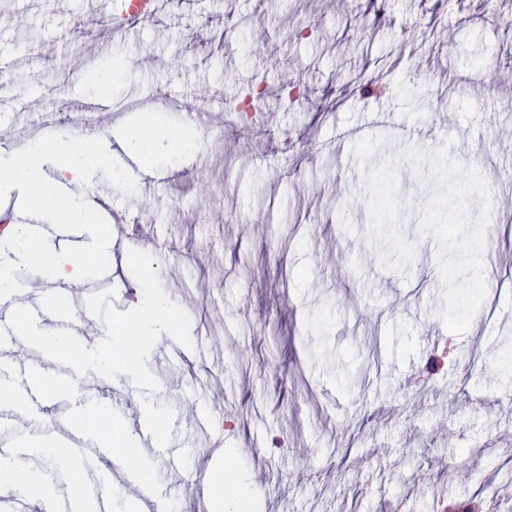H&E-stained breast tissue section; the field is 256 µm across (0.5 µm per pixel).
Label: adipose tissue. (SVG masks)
Wrapping results in <instances>:
<instances>
[{
    "label": "adipose tissue",
    "instance_id": "adipose-tissue-1",
    "mask_svg": "<svg viewBox=\"0 0 512 512\" xmlns=\"http://www.w3.org/2000/svg\"><path fill=\"white\" fill-rule=\"evenodd\" d=\"M110 155L98 146L97 136L80 135L57 138L47 146L22 155H0V177L9 184L22 187L36 206L61 201V221L83 223L90 230L80 252L88 259L107 252L112 236L106 226L94 223L99 205L86 185L92 168L109 165ZM52 165L55 178H48L45 165ZM75 185V192L64 197L56 195L57 179ZM0 237L26 243L25 251L15 257L0 259V302L11 301L12 283L18 274L28 273L42 261L61 267L71 265L74 278L83 275L80 263H72L68 254L57 251L47 239L35 238L27 224L14 223L0 232ZM14 320L22 335L53 353L69 354L74 368H96L106 376L137 374L149 370L148 355L153 345L176 331V315L170 303L161 296L137 306L129 319L117 321L106 339L85 340L84 337L64 334L49 322L31 321L22 310H14ZM35 456L25 462L0 459V496L25 495L39 482L37 460L61 451L59 442L39 440ZM212 481L214 512H249L247 491L241 481L216 465Z\"/></svg>",
    "mask_w": 512,
    "mask_h": 512
}]
</instances>
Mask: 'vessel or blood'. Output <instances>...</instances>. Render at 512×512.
Masks as SVG:
<instances>
[{"mask_svg":"<svg viewBox=\"0 0 512 512\" xmlns=\"http://www.w3.org/2000/svg\"><path fill=\"white\" fill-rule=\"evenodd\" d=\"M159 0H113L112 30L121 33L132 24L156 15ZM17 340L15 326L5 318H0V373L17 376L16 398L34 410H42L45 398L41 376L55 366V356L45 351L27 361L18 363L10 356V349ZM50 434H63L71 456L93 457L100 460L111 457L112 450L106 445L92 444L80 429L68 426L65 419L59 418L51 425ZM107 480H100L91 487L81 486L72 489L57 503V512H83L91 507L93 512H112V496L108 491Z\"/></svg>","mask_w":512,"mask_h":512,"instance_id":"obj_1","label":"vessel or blood"}]
</instances>
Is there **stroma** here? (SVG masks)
<instances>
[{
  "label": "stroma",
  "instance_id": "1",
  "mask_svg": "<svg viewBox=\"0 0 512 512\" xmlns=\"http://www.w3.org/2000/svg\"><path fill=\"white\" fill-rule=\"evenodd\" d=\"M509 17L512 0H171L114 37L101 0H0V53L17 59L0 130L15 153L34 130L79 134L65 117L83 106L118 115L101 130L111 163L89 177L114 242L85 267L89 295L34 273L12 289L87 313L86 336L136 306L142 282L173 305L185 359L158 344L146 377H76L83 401L115 391L130 435L161 419L178 468L137 448L170 512H208L192 478L217 459L182 420L207 393L254 512H437L439 498L457 512L475 495L512 512V244L486 235V297L450 336L439 245L419 233L431 165L401 158L448 146L493 177L490 225L512 226ZM289 81L308 101L289 106ZM258 87L240 128L228 107ZM146 115L159 142L145 164L127 135ZM187 128L192 148L172 150ZM367 135L383 139L367 166L398 161L415 248L402 273L368 236L351 152Z\"/></svg>",
  "mask_w": 512,
  "mask_h": 512
}]
</instances>
